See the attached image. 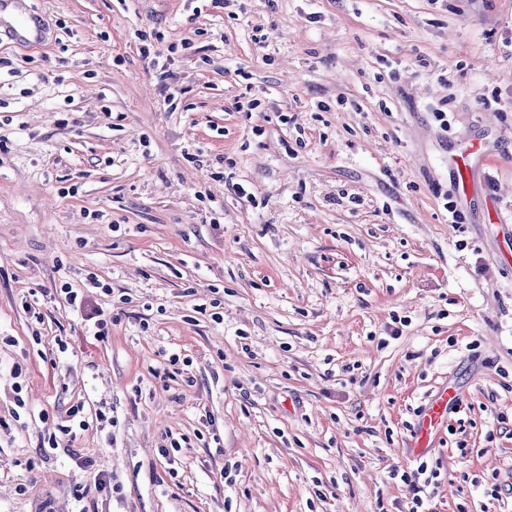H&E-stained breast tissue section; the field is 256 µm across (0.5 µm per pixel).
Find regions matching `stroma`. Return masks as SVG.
I'll use <instances>...</instances> for the list:
<instances>
[{"label":"stroma","mask_w":512,"mask_h":512,"mask_svg":"<svg viewBox=\"0 0 512 512\" xmlns=\"http://www.w3.org/2000/svg\"><path fill=\"white\" fill-rule=\"evenodd\" d=\"M29 5L47 39L0 38V512H409L389 473L423 458V512H512V0ZM79 404L105 421L57 434ZM478 152L474 144H462L456 150V153L448 158V163L453 166L458 173L457 189L465 190L469 182L471 158ZM458 400V392L448 385L432 397L414 432L413 447L416 452H423L429 447L432 436L447 422L448 413L458 405Z\"/></svg>","instance_id":"obj_1"}]
</instances>
